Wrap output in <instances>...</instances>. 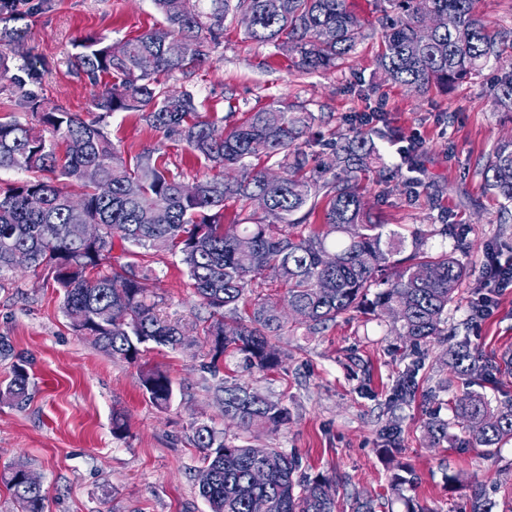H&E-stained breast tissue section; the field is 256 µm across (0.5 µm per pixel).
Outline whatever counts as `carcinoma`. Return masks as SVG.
Masks as SVG:
<instances>
[{
	"mask_svg": "<svg viewBox=\"0 0 512 512\" xmlns=\"http://www.w3.org/2000/svg\"><path fill=\"white\" fill-rule=\"evenodd\" d=\"M21 0H0V21L26 16ZM202 9L184 12L179 0H154L164 22L125 42L121 58L112 42L99 34L75 45L73 68L95 87L92 106L105 112H139L154 131L184 143L198 159L224 157V169L249 171L245 178L214 174L196 181L198 193H180L182 181L151 150L128 159L114 146L101 120H86L41 99L28 85L38 82L36 67H14L0 50V91L9 92L28 120L0 117V170L25 178L0 186V274L13 270L12 254L26 249L30 269L47 272L62 296L65 316L80 335L114 359L129 364L140 359L149 343L177 349L182 327L162 319L152 301L149 269L137 261L112 262L114 241L122 253L137 250L179 253L189 287L210 309V361L206 370L219 380L216 391L224 418L246 432H262L288 424V407L236 378L220 376L224 358L242 354L247 365L273 370L282 364L274 340L289 320L281 303L256 296L252 283L271 275L286 289L284 301L296 321L317 329L342 314L359 310L390 313L397 335L414 344L448 335V306L469 276L467 267L446 253L423 249L424 233L410 232L413 249L399 257L405 236L386 230L379 214L366 206L356 189L358 174L371 172L378 160L373 139L331 142L326 165L305 150L315 117L303 107L277 100L243 121L210 120L200 115L190 90L171 91L160 76L188 73L209 60L210 48L224 34L228 18L243 12L253 17L245 38L258 46L272 44L290 57L293 67L311 74L336 66L369 35L381 34L377 68L388 79L421 92L443 88L480 73L501 60L508 30H491L479 17L480 0H374V19L363 20L348 0H204ZM144 55L155 59L151 71L139 68ZM494 103L512 109V74L494 90ZM65 144L64 154L57 151ZM261 158L280 175L252 167ZM94 166L112 184L102 197L82 177ZM492 193L512 204V141L500 144L483 170ZM70 181L64 193L53 178ZM42 207L32 210L29 198ZM230 200L261 203L260 216L249 214L224 223ZM74 224H103L104 236L86 243L72 235ZM378 292L368 299L369 289ZM246 318L236 316L239 304ZM125 312L120 323L110 311ZM491 360L471 348L465 338L450 347L449 373L464 386L454 400L453 420L431 417L432 444L461 428L463 443L487 455L512 439V401L492 406L474 390L492 376ZM30 376L23 363L0 385V400L27 399ZM142 386L151 403L168 406L174 396L170 377L150 370ZM415 397V376L407 372L395 399ZM192 440L203 452L199 495L210 512H252L263 499L268 512H335L333 481L299 479L298 462L279 448L235 444L205 422L193 426ZM261 467L264 483L251 481ZM30 467L16 463L6 479L20 512H43V486L27 482Z\"/></svg>",
	"mask_w": 512,
	"mask_h": 512,
	"instance_id": "1",
	"label": "carcinoma"
}]
</instances>
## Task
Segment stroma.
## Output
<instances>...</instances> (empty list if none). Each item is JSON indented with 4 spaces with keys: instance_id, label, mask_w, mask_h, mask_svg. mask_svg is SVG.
Returning <instances> with one entry per match:
<instances>
[{
    "instance_id": "obj_1",
    "label": "stroma",
    "mask_w": 512,
    "mask_h": 512,
    "mask_svg": "<svg viewBox=\"0 0 512 512\" xmlns=\"http://www.w3.org/2000/svg\"><path fill=\"white\" fill-rule=\"evenodd\" d=\"M162 20L153 0H47L21 21L25 36L13 51L14 63L36 66V91L45 101L84 116L92 110V86L70 65L74 40L100 33L118 44ZM379 42L371 36L336 69L301 75L281 51L256 46L240 24L229 21L210 64L169 77L167 85L192 90L199 112L213 119L231 114L240 120L277 98L303 106L317 117L314 129L322 138L309 150L323 161L330 153L326 140L352 134L351 115L385 101V120L397 134L417 130L426 140L418 158L422 185L406 197L401 181L410 172L385 138L376 145L386 175L360 177L359 192L390 226L422 228L427 252L451 253L467 266L470 276L448 307V324L468 329L485 252L512 259V215L503 213L482 174L496 145L512 140V112L496 108L490 95L512 69V48L502 64L480 76L418 94L377 70ZM102 124L126 157L152 149L184 182L212 171L183 143L152 130L139 113L115 112ZM448 222L463 225L464 236L441 234ZM143 262L159 277L154 300L160 316L179 322L185 338L175 350L148 349L136 364L112 359L75 332L45 273L0 275V336L13 350L0 356V383L11 378L17 356H24L31 394L20 405L0 403V512H19L3 478L20 459L41 480L45 512H209L198 493L202 454L192 443V426L208 423L231 440H246L247 434L225 420L205 370L209 346L202 328L209 311L188 288L179 257L151 251ZM469 338L497 365L484 393L493 401L512 398V291L499 296L494 313ZM276 347L279 368L254 369L243 378L282 400L289 421L261 433L255 443L298 458L307 476L332 479L337 512H352L358 498L373 501L376 512H406L410 500L429 512H470L477 487L487 490L493 512L512 504V441L491 457L455 440L436 447L430 442V414L448 418V402L462 389L449 379L446 342L415 346L396 335L388 317L352 312L318 330L292 325ZM154 366L167 371L174 386L163 410L149 402L140 382L141 369ZM409 369L416 397L395 400L396 382ZM117 411L129 424L123 437L112 432ZM392 428L402 446L399 460L416 476L400 496L390 489L393 469L384 454ZM450 474L457 476L456 485L448 484Z\"/></svg>"
}]
</instances>
